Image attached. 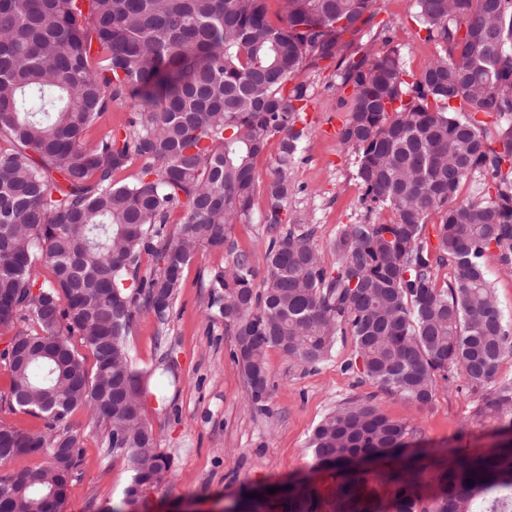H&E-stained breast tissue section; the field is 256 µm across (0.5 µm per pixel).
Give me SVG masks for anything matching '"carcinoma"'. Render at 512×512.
<instances>
[{
  "mask_svg": "<svg viewBox=\"0 0 512 512\" xmlns=\"http://www.w3.org/2000/svg\"><path fill=\"white\" fill-rule=\"evenodd\" d=\"M374 0H0V351L10 373L0 404L41 420L0 421V465L43 456L46 465L0 476V512H61L83 442L78 409L106 427L108 453L130 463L124 495L169 476L146 406L166 403L179 377L163 357L152 391L131 360L137 313L169 322L183 272L200 249L231 259L210 271L208 318L234 336L233 361L249 404L267 409L266 352L305 368L351 337L354 368L419 408L438 375L457 369L486 391L476 416L501 437L478 457L456 455L420 492L407 454L409 426L351 401L309 440L328 493L309 482L258 499L248 512H512V381L498 369L512 353L486 262L512 264V0H413L437 56L405 79L401 51L354 39ZM352 39L344 40L345 34ZM336 64L350 89L340 142L357 157L367 201L392 213L378 224L338 227L328 271L307 224L284 225L292 169L309 136L301 69ZM139 109L94 144L85 129L112 102ZM280 137L278 166L261 183L255 162ZM138 160L131 183L114 175ZM490 178L477 199L463 183ZM268 244L257 267L235 252L231 231L252 220L257 194ZM176 222H171L174 213ZM438 214V245L426 234ZM154 258L142 268L144 256ZM453 267L436 286L435 271ZM51 277L39 281V268ZM91 349L94 366L74 344ZM388 457L385 486L370 485L352 457Z\"/></svg>",
  "mask_w": 512,
  "mask_h": 512,
  "instance_id": "1",
  "label": "carcinoma"
}]
</instances>
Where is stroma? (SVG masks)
I'll use <instances>...</instances> for the list:
<instances>
[{
    "label": "stroma",
    "instance_id": "stroma-1",
    "mask_svg": "<svg viewBox=\"0 0 512 512\" xmlns=\"http://www.w3.org/2000/svg\"><path fill=\"white\" fill-rule=\"evenodd\" d=\"M411 5L412 0H375L373 24L401 50L413 78L438 48L420 30ZM297 79L309 88L304 123L310 135L293 166L294 190L283 219L313 227V242L331 269L336 265L332 243L338 225L386 222L392 214L364 201L355 178L356 154L338 138L348 94L335 69H306ZM227 259L223 251H199L184 271L168 324L140 313L127 338L137 367L150 368L167 356L180 377L178 386L167 391V407L153 401L147 407L158 445L171 455L173 466L163 485L146 492L140 512H220L244 490L282 486L308 476L327 486L326 473L313 467L309 438L328 413L352 399L409 425L410 442L425 450L421 463L427 496L436 493L433 477L452 450L478 455L496 445L498 436L490 424L475 417L482 395L472 391L461 374L438 381L432 404L419 408L349 369L354 344L348 337L338 339L330 361L312 369L269 349L272 396L267 410L251 409L231 358L233 338L223 325L208 319L209 291L202 286L203 276ZM70 421L83 438L84 456L62 512H110L124 497L130 467L125 459L106 454L102 432L85 410L74 412Z\"/></svg>",
    "mask_w": 512,
    "mask_h": 512
}]
</instances>
